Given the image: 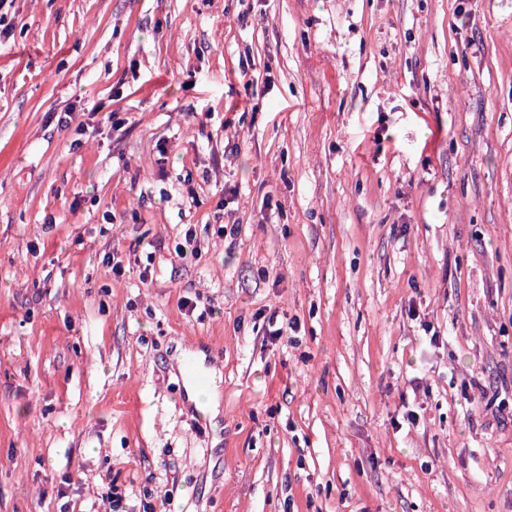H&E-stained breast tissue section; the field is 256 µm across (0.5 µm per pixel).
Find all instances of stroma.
<instances>
[{"label":"stroma","mask_w":512,"mask_h":512,"mask_svg":"<svg viewBox=\"0 0 512 512\" xmlns=\"http://www.w3.org/2000/svg\"><path fill=\"white\" fill-rule=\"evenodd\" d=\"M0 12V512H512V0ZM123 497L112 483L103 484L97 492V510L102 512H128L122 510Z\"/></svg>","instance_id":"1"}]
</instances>
